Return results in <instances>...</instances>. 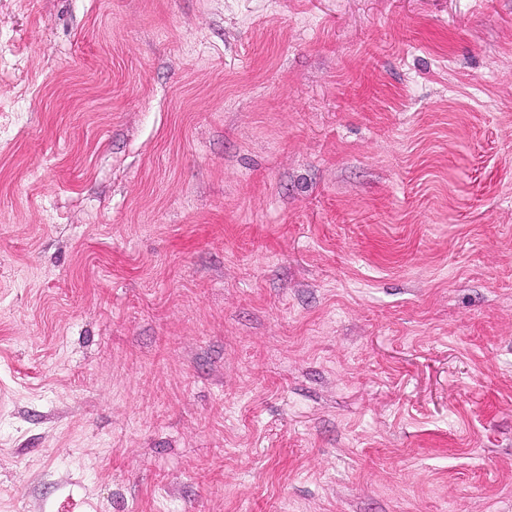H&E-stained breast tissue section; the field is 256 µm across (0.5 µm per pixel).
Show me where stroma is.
I'll use <instances>...</instances> for the list:
<instances>
[{
  "label": "stroma",
  "mask_w": 512,
  "mask_h": 512,
  "mask_svg": "<svg viewBox=\"0 0 512 512\" xmlns=\"http://www.w3.org/2000/svg\"><path fill=\"white\" fill-rule=\"evenodd\" d=\"M0 512H512V0H0Z\"/></svg>",
  "instance_id": "1"
}]
</instances>
